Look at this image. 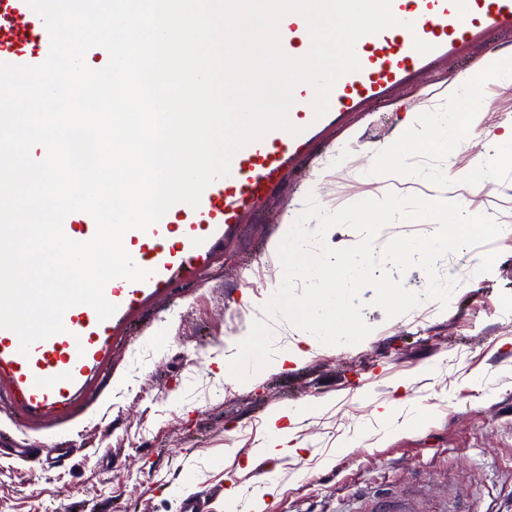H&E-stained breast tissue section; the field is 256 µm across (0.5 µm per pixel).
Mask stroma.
I'll return each instance as SVG.
<instances>
[{
  "label": "stroma",
  "instance_id": "obj_1",
  "mask_svg": "<svg viewBox=\"0 0 512 512\" xmlns=\"http://www.w3.org/2000/svg\"><path fill=\"white\" fill-rule=\"evenodd\" d=\"M475 56L474 77L492 85L482 142L455 150L454 180H432L446 158L427 148L403 174L368 168L356 155L335 159L352 135L392 148L407 110L416 112L417 139L427 134V113L461 112L435 90L455 77L450 65L341 133L335 150L317 153L304 190L284 194L282 212L250 225L211 272L143 317L79 424L65 468L0 457V512H177L190 494L205 512H224L215 489L252 484L248 462L282 410L294 412L302 449L267 458L278 487L252 512H338L359 488L413 498L427 512H512V158L491 145L512 120L504 78L512 55L501 44ZM391 191L461 200L467 213L503 227L494 242L438 262L456 281L448 307L427 299L390 319L367 288L362 316L371 332L361 343L320 346L252 382L226 380L225 356L266 319L282 276L269 247L286 232L283 211L304 209L310 196L337 210Z\"/></svg>",
  "mask_w": 512,
  "mask_h": 512
}]
</instances>
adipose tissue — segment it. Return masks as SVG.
I'll use <instances>...</instances> for the list:
<instances>
[{
  "label": "adipose tissue",
  "mask_w": 512,
  "mask_h": 512,
  "mask_svg": "<svg viewBox=\"0 0 512 512\" xmlns=\"http://www.w3.org/2000/svg\"><path fill=\"white\" fill-rule=\"evenodd\" d=\"M415 121L414 112H406L398 117L395 134L399 143L398 149L380 150V160L399 170L406 169L408 159L418 146H426L440 152H447L450 143L457 140L458 120L453 112H433L428 117V134L424 141L417 142L409 138L408 132Z\"/></svg>",
  "instance_id": "ef3b65f1"
}]
</instances>
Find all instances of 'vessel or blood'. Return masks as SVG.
<instances>
[{
    "mask_svg": "<svg viewBox=\"0 0 512 512\" xmlns=\"http://www.w3.org/2000/svg\"><path fill=\"white\" fill-rule=\"evenodd\" d=\"M391 10L399 26L357 41L361 69L339 79L323 117L313 113L312 87L299 84L289 110L299 134L270 131L235 154L229 175L204 190L198 207L175 204L147 230L126 233L125 248L151 276L142 283L107 284L105 295L117 306L112 317L101 321L90 306L72 307L63 318L65 332L34 343L26 357L17 335L0 329V413L24 431L44 435L37 451L44 467L72 457V449L54 437L98 401V385L137 317L177 286L212 270L247 219L301 179L311 149L331 130L352 113L371 111L417 76L448 61L472 66L475 48L512 38V0H391ZM280 38L289 56H305L311 45L305 18L288 14ZM48 52V33L25 0H0V62L38 64Z\"/></svg>",
    "mask_w": 512,
    "mask_h": 512,
    "instance_id": "b4317fda",
    "label": "vessel or blood"
}]
</instances>
